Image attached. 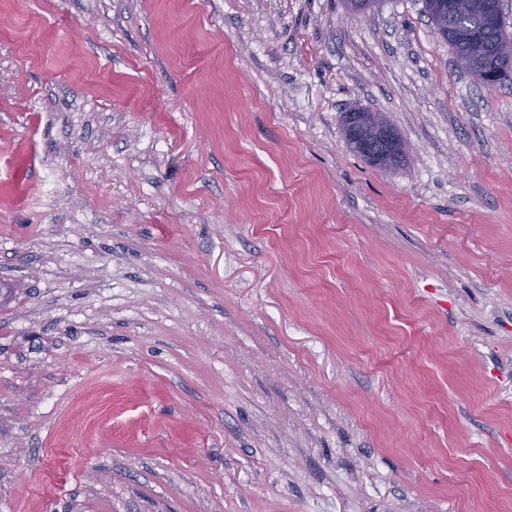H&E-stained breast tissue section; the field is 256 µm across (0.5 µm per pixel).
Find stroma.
I'll list each match as a JSON object with an SVG mask.
<instances>
[{"instance_id": "35a3bbf8", "label": "stroma", "mask_w": 512, "mask_h": 512, "mask_svg": "<svg viewBox=\"0 0 512 512\" xmlns=\"http://www.w3.org/2000/svg\"><path fill=\"white\" fill-rule=\"evenodd\" d=\"M0 281V512H512V85L422 0H0Z\"/></svg>"}]
</instances>
